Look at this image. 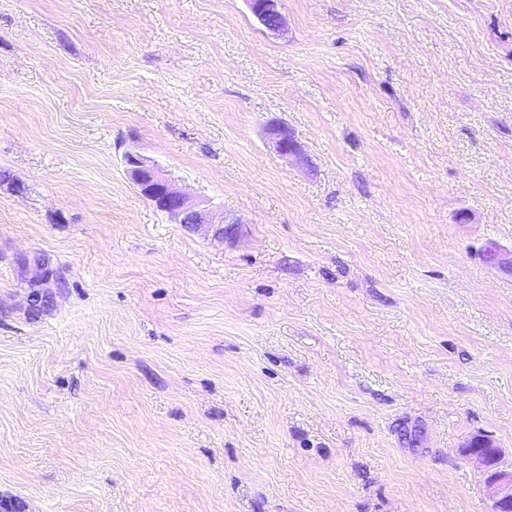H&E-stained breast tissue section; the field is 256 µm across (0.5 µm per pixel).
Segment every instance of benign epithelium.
I'll return each instance as SVG.
<instances>
[{"instance_id":"7a95c632","label":"benign epithelium","mask_w":512,"mask_h":512,"mask_svg":"<svg viewBox=\"0 0 512 512\" xmlns=\"http://www.w3.org/2000/svg\"><path fill=\"white\" fill-rule=\"evenodd\" d=\"M246 2L265 31L277 35L285 31L286 21L280 11L279 0ZM275 136L276 148L281 154L287 156L296 152V143L287 129L277 128ZM124 162L126 173L140 194L160 208L172 223L194 230L202 229L217 239H224V209L208 207L191 199L165 177L155 161L137 151L126 152ZM483 258L494 267L512 271V252L506 253L492 243L484 247ZM463 455L479 461L486 468L492 493V512H512V468H501L502 451L494 440L477 434L463 446Z\"/></svg>"}]
</instances>
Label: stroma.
<instances>
[{
	"label": "stroma",
	"mask_w": 512,
	"mask_h": 512,
	"mask_svg": "<svg viewBox=\"0 0 512 512\" xmlns=\"http://www.w3.org/2000/svg\"><path fill=\"white\" fill-rule=\"evenodd\" d=\"M280 8L0 0V512H490L512 0ZM258 24L271 34L285 31L286 21L279 7V0H246ZM126 173L140 194L160 208L174 224L194 230L202 229L214 238L223 239L224 208H213L194 201L175 187L163 174L160 166L137 151L124 154Z\"/></svg>",
	"instance_id": "1"
}]
</instances>
